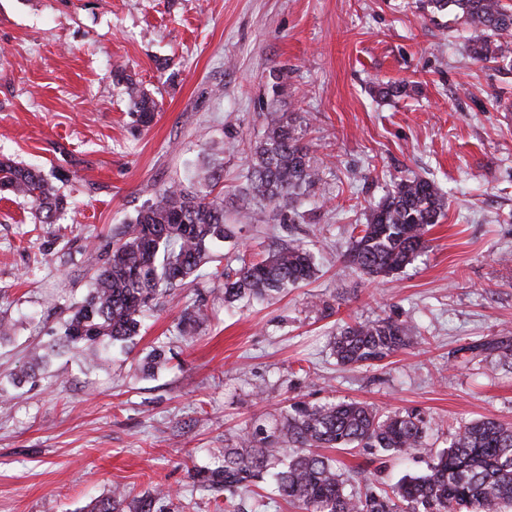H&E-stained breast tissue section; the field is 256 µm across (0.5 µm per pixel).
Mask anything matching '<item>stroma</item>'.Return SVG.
Wrapping results in <instances>:
<instances>
[{
  "label": "stroma",
  "instance_id": "1",
  "mask_svg": "<svg viewBox=\"0 0 512 512\" xmlns=\"http://www.w3.org/2000/svg\"><path fill=\"white\" fill-rule=\"evenodd\" d=\"M471 33L420 0H0V158L39 167L69 202L42 224L30 199L0 195V320L14 327L0 342V512H92L114 489L159 487L164 512H215L224 494L197 487L192 466L297 395L422 410L437 448L453 424H512V362L469 350L512 337V68L474 62ZM130 80L158 102L150 127L129 108ZM394 82L401 97L379 96ZM275 98L304 116L319 180L299 223H242L250 148ZM216 149L235 230L215 249L222 268L298 240L314 278L230 307L221 280L200 278L105 368L66 353L16 383L86 293L91 246ZM402 174L434 181L445 215L412 264L371 279L342 254ZM195 302L212 318L187 342L176 322ZM379 316L418 325L426 343L338 365L337 328ZM161 342L167 366L136 371ZM333 455L388 484L424 468L369 448Z\"/></svg>",
  "mask_w": 512,
  "mask_h": 512
}]
</instances>
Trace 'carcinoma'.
<instances>
[{
	"label": "carcinoma",
	"mask_w": 512,
	"mask_h": 512,
	"mask_svg": "<svg viewBox=\"0 0 512 512\" xmlns=\"http://www.w3.org/2000/svg\"><path fill=\"white\" fill-rule=\"evenodd\" d=\"M441 12L453 9L478 31L469 44L477 61L512 65V4L505 0H427ZM131 111L144 127L157 114V102L127 79ZM218 166L200 164L189 191L174 183L144 204L134 219L121 225L105 251L93 250L87 294L75 303L53 345L33 353L31 367L18 380L34 374L57 349L79 353L91 366L105 362L104 352L139 335L143 319L177 287L205 276L213 261L212 246L233 237L224 221V192L216 191ZM253 197L280 212V222L300 218L297 204L316 185L318 173L310 148L288 116H271L253 147L247 177ZM0 192L31 198L42 224H52L67 200L39 171L0 159ZM445 199L435 183L399 176L391 191L357 225L343 254L354 270L369 277L396 274L428 248L427 234L443 216ZM224 273V302L247 297L262 300L316 275L312 253L302 244L268 252L259 261L238 258ZM209 319L200 304L184 307L178 335L189 340ZM414 326L389 317L357 321L339 328L333 341L338 364L369 367L421 344ZM477 356L512 357V341L492 340L470 347ZM165 346L158 345L136 362L149 374L165 365ZM433 422L417 410L381 414L367 403H314L296 398L282 418H268L240 432L225 445L212 465L196 470L210 488L224 490V512H240L235 497L269 478L274 492L300 512H512V426L491 418H474L452 428L448 447H428ZM377 448L389 455L417 453L426 468L406 474L393 486L360 471L352 476L336 459L318 448ZM168 493L162 490L128 502L116 490L99 501L94 512H161Z\"/></svg>",
	"instance_id": "1"
}]
</instances>
